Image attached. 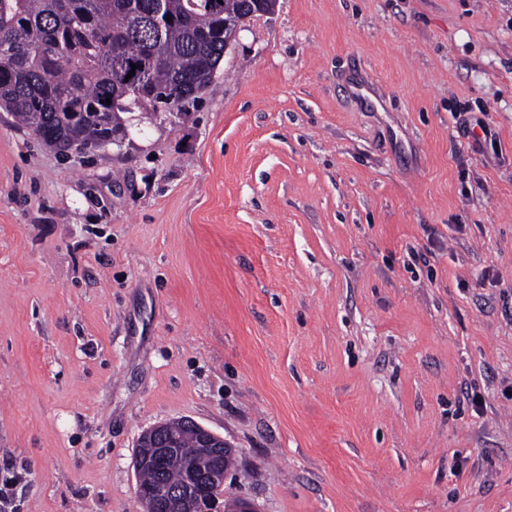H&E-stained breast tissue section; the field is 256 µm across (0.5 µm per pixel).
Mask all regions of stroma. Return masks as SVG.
<instances>
[{"instance_id":"obj_1","label":"stroma","mask_w":512,"mask_h":512,"mask_svg":"<svg viewBox=\"0 0 512 512\" xmlns=\"http://www.w3.org/2000/svg\"><path fill=\"white\" fill-rule=\"evenodd\" d=\"M127 126L0 110L5 512H141L181 418L261 512H512V0H277Z\"/></svg>"}]
</instances>
